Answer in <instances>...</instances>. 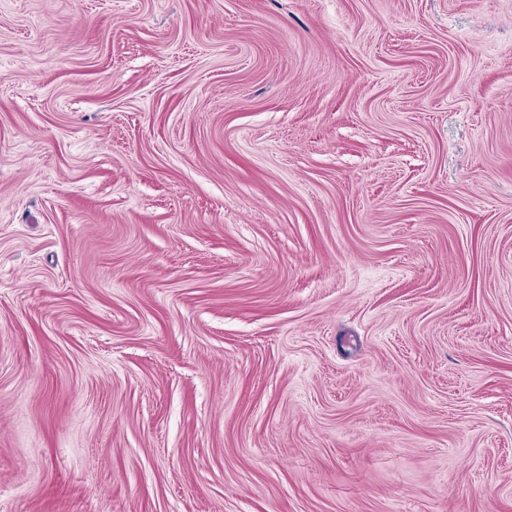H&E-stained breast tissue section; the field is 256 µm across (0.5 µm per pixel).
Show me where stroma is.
<instances>
[{
	"label": "stroma",
	"instance_id": "35a3bbf8",
	"mask_svg": "<svg viewBox=\"0 0 512 512\" xmlns=\"http://www.w3.org/2000/svg\"><path fill=\"white\" fill-rule=\"evenodd\" d=\"M0 512H512V0H0Z\"/></svg>",
	"mask_w": 512,
	"mask_h": 512
}]
</instances>
